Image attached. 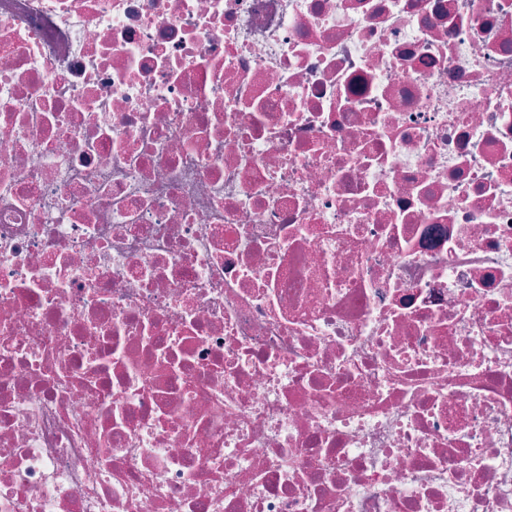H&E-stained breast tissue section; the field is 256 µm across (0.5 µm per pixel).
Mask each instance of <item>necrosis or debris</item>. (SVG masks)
I'll return each instance as SVG.
<instances>
[{
  "instance_id": "necrosis-or-debris-1",
  "label": "necrosis or debris",
  "mask_w": 512,
  "mask_h": 512,
  "mask_svg": "<svg viewBox=\"0 0 512 512\" xmlns=\"http://www.w3.org/2000/svg\"><path fill=\"white\" fill-rule=\"evenodd\" d=\"M0 512H512V0H0Z\"/></svg>"
}]
</instances>
